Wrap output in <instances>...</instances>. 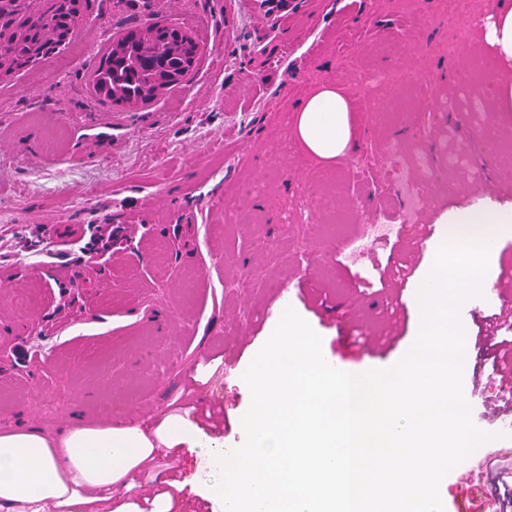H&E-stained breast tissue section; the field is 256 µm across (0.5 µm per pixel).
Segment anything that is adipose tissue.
<instances>
[{
    "instance_id": "ef3b65f1",
    "label": "adipose tissue",
    "mask_w": 512,
    "mask_h": 512,
    "mask_svg": "<svg viewBox=\"0 0 512 512\" xmlns=\"http://www.w3.org/2000/svg\"><path fill=\"white\" fill-rule=\"evenodd\" d=\"M478 24L497 59L511 62L512 0H499ZM294 132L316 159L345 155L356 144L348 96L332 86L313 91L295 109ZM456 371L442 332L416 349L397 380L350 379L323 358L292 317L245 373L254 387L253 406L239 420L246 442L225 447L180 416L154 429L81 425L51 435L19 426L0 432V512H134L130 503L114 504L113 489L126 484L130 472L160 446L196 450L194 478L209 484L219 512H266L270 498L292 503V512H437L431 486L421 477L422 459L408 469L412 497L396 489L369 498L357 490V474L342 467L336 450L347 445L369 458L388 447L447 444L448 431L432 413L447 406L448 379ZM360 396L367 412L351 436L343 440L316 431L313 408L343 415ZM397 414L413 416L415 427L395 426ZM288 447L295 456L290 473L275 464L280 449ZM339 483L350 486L347 498H336Z\"/></svg>"
}]
</instances>
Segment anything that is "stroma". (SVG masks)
<instances>
[{"instance_id": "obj_1", "label": "stroma", "mask_w": 512, "mask_h": 512, "mask_svg": "<svg viewBox=\"0 0 512 512\" xmlns=\"http://www.w3.org/2000/svg\"><path fill=\"white\" fill-rule=\"evenodd\" d=\"M473 13L442 0H105L81 28L115 36L132 23L187 33L199 59L179 87L136 108L91 91L97 52L75 36L72 58L51 57L0 76V346L15 365L0 375L9 394L0 431L19 425L54 434L75 423L158 426L187 406L227 403L225 447L244 435L237 419L253 405L241 370L288 315L305 324L322 355L352 374L386 369L411 348L421 322L418 292L431 252L416 255L418 225L434 212L468 214L466 198L512 194V112L463 118L460 88L473 59L493 80V52ZM428 67L416 64L420 50ZM391 70L417 82L408 112H375L391 89L364 81ZM351 99L358 148L332 162L306 155L293 138V111L322 84ZM59 127L50 135V127ZM436 173L427 199L411 183L419 159ZM336 220L320 222L319 196ZM105 224H135L132 240L99 239ZM405 224L346 261L369 226ZM62 264L51 279L45 266ZM412 268L402 296L381 288L383 268ZM294 295L281 296L282 288ZM404 300L401 340L362 355L338 337L349 313L381 333ZM492 282L460 306L467 334L463 392L474 424L512 450L484 416L500 396L491 364H478L473 310H499ZM247 342H240V335ZM235 358L238 374L225 375Z\"/></svg>"}]
</instances>
